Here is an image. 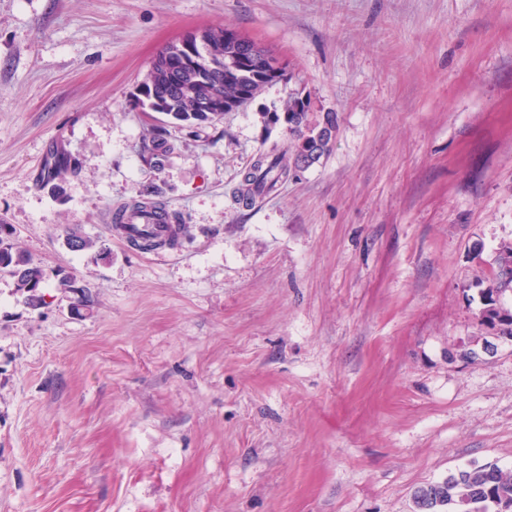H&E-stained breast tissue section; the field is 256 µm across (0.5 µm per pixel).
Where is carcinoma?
<instances>
[{"mask_svg":"<svg viewBox=\"0 0 512 512\" xmlns=\"http://www.w3.org/2000/svg\"><path fill=\"white\" fill-rule=\"evenodd\" d=\"M225 27H210L199 31L201 43L215 60H222L226 67L212 70L201 79L191 69L183 67L171 54V45L160 49L153 63V94L167 109L166 117L176 125H200L220 121L222 112H202L205 100L218 96L225 100H241L255 97L264 86L254 80L256 71L249 69L236 74L227 64L236 58L251 53L254 44L244 39L239 43L224 39ZM284 121L291 138L293 166L283 163L280 154H262L244 174L238 193L251 200L270 192L276 184L288 177L290 168H300L301 163L311 167L320 162L331 150L338 117L334 112L310 116L308 106L300 97L288 101L283 115L276 113L267 117L266 123ZM76 162L62 154L54 158L48 168L47 181L61 180L65 174L75 171ZM497 272L488 287L481 290L483 308L481 322L499 329V335L512 338V306L507 314H500L498 299L512 297V242H503L494 259ZM0 272L7 273L16 281L17 290L26 296L28 304L35 306L42 301L38 290L44 279L42 268L26 258L21 252L9 250L0 253ZM437 485L445 488V494H430L432 484L419 487L415 498L427 505L426 512H497L494 500L507 497L512 500V469H503L496 464L472 466L451 476Z\"/></svg>","mask_w":512,"mask_h":512,"instance_id":"obj_1","label":"carcinoma"}]
</instances>
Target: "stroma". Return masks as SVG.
<instances>
[{"label": "stroma", "mask_w": 512, "mask_h": 512, "mask_svg": "<svg viewBox=\"0 0 512 512\" xmlns=\"http://www.w3.org/2000/svg\"><path fill=\"white\" fill-rule=\"evenodd\" d=\"M219 26L284 77L213 125L142 111L156 52ZM294 96L330 153L236 201ZM147 198L178 248L113 234ZM0 225L44 272L36 308L0 275V512H416L512 468L477 284L512 242V0H0Z\"/></svg>", "instance_id": "obj_1"}]
</instances>
